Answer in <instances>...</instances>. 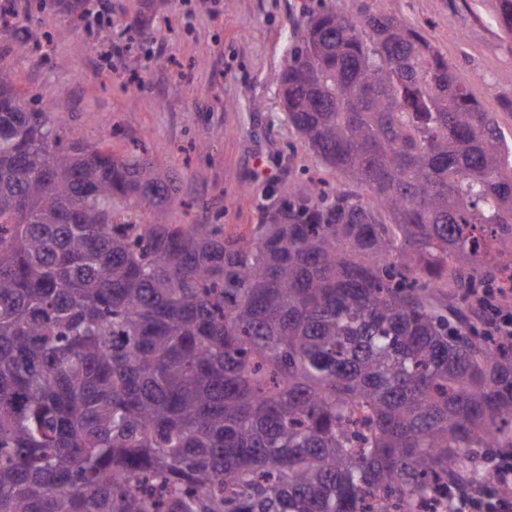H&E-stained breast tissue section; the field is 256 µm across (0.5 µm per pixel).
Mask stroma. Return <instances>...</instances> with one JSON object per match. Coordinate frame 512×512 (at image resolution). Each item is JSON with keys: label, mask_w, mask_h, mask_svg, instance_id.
<instances>
[{"label": "stroma", "mask_w": 512, "mask_h": 512, "mask_svg": "<svg viewBox=\"0 0 512 512\" xmlns=\"http://www.w3.org/2000/svg\"><path fill=\"white\" fill-rule=\"evenodd\" d=\"M11 0L17 21L0 25V73L52 102L113 153L144 152L160 174L177 173L173 200L154 224H220L250 232L293 181L326 172L288 124L274 75L309 12L345 14L381 0ZM393 11L448 60L512 141V35L493 0H393ZM112 38L98 40L99 24ZM43 27L33 50L23 26ZM165 51L152 53L154 43ZM123 125L107 138L106 122ZM204 140L206 147L191 151Z\"/></svg>", "instance_id": "stroma-1"}]
</instances>
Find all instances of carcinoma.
Returning <instances> with one entry per match:
<instances>
[{"instance_id": "cac0c4a2", "label": "carcinoma", "mask_w": 512, "mask_h": 512, "mask_svg": "<svg viewBox=\"0 0 512 512\" xmlns=\"http://www.w3.org/2000/svg\"><path fill=\"white\" fill-rule=\"evenodd\" d=\"M275 80L336 182L230 235L146 223L176 175L0 75V512H402L512 448V335L438 293L512 258L494 115L391 10L308 16Z\"/></svg>"}]
</instances>
